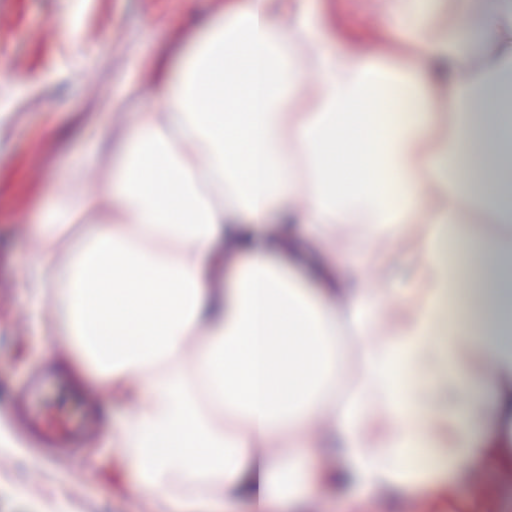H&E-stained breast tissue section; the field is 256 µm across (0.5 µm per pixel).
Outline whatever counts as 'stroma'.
Instances as JSON below:
<instances>
[{"label": "stroma", "mask_w": 512, "mask_h": 512, "mask_svg": "<svg viewBox=\"0 0 512 512\" xmlns=\"http://www.w3.org/2000/svg\"><path fill=\"white\" fill-rule=\"evenodd\" d=\"M340 27L370 42L400 48L403 34L368 0H323ZM212 0H7L0 5V512H150L133 498L130 473L113 447L100 443L102 420L90 440L61 463L35 451L25 428L23 393L47 368L45 339L29 322L17 278L38 242L25 227L31 203L50 172L65 168L112 121L102 98L130 73L150 75L143 62L171 49L186 17L208 13ZM414 227L381 245L370 259L372 278H405L416 245ZM26 495H19V488ZM431 512H512V471L490 468L437 499Z\"/></svg>", "instance_id": "1"}]
</instances>
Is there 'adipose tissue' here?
Listing matches in <instances>:
<instances>
[{
    "mask_svg": "<svg viewBox=\"0 0 512 512\" xmlns=\"http://www.w3.org/2000/svg\"><path fill=\"white\" fill-rule=\"evenodd\" d=\"M380 2L408 56L360 52L305 0L188 17L46 180L29 317L77 388L125 404L112 445L169 512H312L346 486L363 512L512 469V239L469 224L512 223V0H455L449 26ZM88 166L98 187L74 191ZM340 224L363 227L341 251ZM406 224L410 277L371 287L373 246ZM458 299L477 321L447 317ZM345 337L362 380L339 402Z\"/></svg>",
    "mask_w": 512,
    "mask_h": 512,
    "instance_id": "adipose-tissue-1",
    "label": "adipose tissue"
}]
</instances>
